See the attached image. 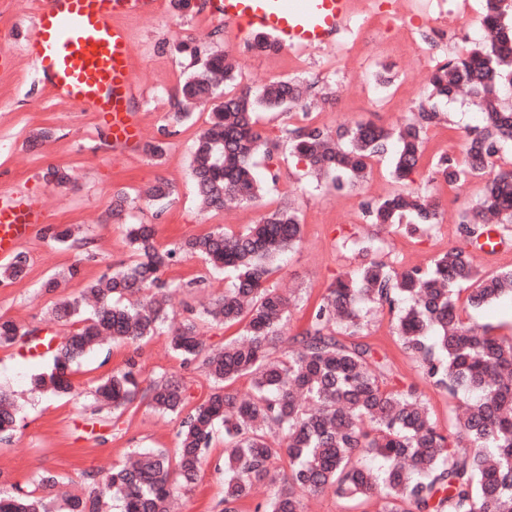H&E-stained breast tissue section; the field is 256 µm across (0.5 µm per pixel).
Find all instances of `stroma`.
<instances>
[{
    "label": "stroma",
    "instance_id": "35a3bbf8",
    "mask_svg": "<svg viewBox=\"0 0 512 512\" xmlns=\"http://www.w3.org/2000/svg\"><path fill=\"white\" fill-rule=\"evenodd\" d=\"M36 6L37 0H0V31L11 35L7 44L11 61L0 66V192L41 199L45 225L71 227L81 243L61 247L45 237L42 228L20 241L17 249L27 256L29 273L20 280L0 281V316L29 330L45 328L58 300L129 262L132 249L124 230L128 223L156 225L157 242L165 248L220 226L238 232L265 211L288 204L295 207L302 225L300 245L279 261L270 277L271 284L292 290L295 297L284 327L289 337L305 328L310 311L336 277L362 263L375 259L397 270L425 266L448 247L468 245V231L457 216L476 199L481 179L454 189L439 186L444 218L427 234H389L368 224L362 211L365 200L400 189V182L389 174V158L374 160L368 182L339 192L307 174L303 163L291 155L282 130L312 123L333 132L353 122L384 126L403 122L426 98L428 73L455 56L450 45L454 32H462L468 45L480 42V30H460L448 21L452 14L479 11L480 0H445L441 6L435 0H420L413 5L411 27L404 32L387 31L385 13L370 0H352L348 29L336 42L270 55L255 52L250 36L226 28L215 17L211 0H190L184 10L176 8L173 0H162L154 17L125 23L140 79L137 109L144 137L124 148L113 147L100 114L58 100L38 79L25 48L34 30ZM181 40L202 56L219 50L236 57L242 87L256 90L297 78L316 92L336 95L328 104L312 105L306 114L298 108L258 113V127L271 151L257 164L266 185L258 204L204 212L194 197L191 150L210 110L197 109L187 125L176 126L170 120L179 87L192 69L189 52L175 48ZM437 107L449 123L430 129L425 153L442 150L460 155L478 116L461 98L438 102ZM159 138L166 139L167 148L161 159L154 160L145 145ZM52 167L67 170L70 182L62 186L47 182L44 174ZM159 179L176 189L170 203L161 207L143 194ZM120 194L134 198L135 204L117 219L111 209ZM73 265L80 268L74 279L68 276ZM51 276L57 277L59 286L48 292L42 283ZM165 277L188 284L172 299L178 323L196 317L232 281L231 273L189 255L170 266ZM364 333L377 357L387 360L385 386L415 388L438 427L449 429L455 402L425 379L419 360L402 349L394 315L372 311ZM170 341L169 330L163 328L134 344L96 347L76 365L75 391L65 396L31 389V376L50 368V356L29 361L19 356L18 346L0 347V390L10 394L17 408L12 437L0 440V491L27 487L45 471L58 476L60 491H78L92 486L132 452L157 448L175 452L179 417L159 413L144 398L118 413L101 407L93 395L100 377L132 357L141 367L144 383L176 378L189 406L202 403L212 382L201 364L183 365ZM223 498L224 432L219 429L196 486L177 490L174 506L177 512H224Z\"/></svg>",
    "mask_w": 512,
    "mask_h": 512
}]
</instances>
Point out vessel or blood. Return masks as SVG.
<instances>
[{
	"label": "vessel or blood",
	"instance_id": "vessel-or-blood-1",
	"mask_svg": "<svg viewBox=\"0 0 512 512\" xmlns=\"http://www.w3.org/2000/svg\"><path fill=\"white\" fill-rule=\"evenodd\" d=\"M158 8L159 0H40L35 14L27 52L40 81L58 99L101 113L118 148L143 136L123 22L152 16ZM216 11L237 33L258 30L284 48H316L342 34L350 0H217ZM43 217L41 200L1 192L0 255H9Z\"/></svg>",
	"mask_w": 512,
	"mask_h": 512
}]
</instances>
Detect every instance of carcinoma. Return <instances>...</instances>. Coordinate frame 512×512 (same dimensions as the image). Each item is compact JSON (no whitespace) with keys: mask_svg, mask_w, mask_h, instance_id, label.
I'll return each instance as SVG.
<instances>
[{"mask_svg":"<svg viewBox=\"0 0 512 512\" xmlns=\"http://www.w3.org/2000/svg\"><path fill=\"white\" fill-rule=\"evenodd\" d=\"M481 16L489 38L467 55L436 66L429 76L430 97L465 94L482 113L483 126L465 140L464 159L439 153L427 173L428 182L450 188L473 177L484 179L475 203L459 212V223L474 226L471 235L490 216L503 230L512 229V170L485 178L500 145L512 141V107L503 102V93L512 92V3L482 0ZM235 80L236 63L229 56L196 59L181 85V108L172 115L174 123L183 124L197 106L211 104L190 164L196 198L210 211L224 209L228 201L250 204L260 198L256 158L269 150L255 128L254 113L261 107L287 112L307 92L302 82L289 78L255 94L249 88L222 94ZM443 122V112L421 102L390 128L357 122L333 135L308 124L291 131L292 153L308 174L329 178L341 190L367 180L370 161L390 152L392 176L403 182L418 172L429 129ZM174 195V186L165 180L146 192L161 204ZM363 214L370 224L409 236L443 219L440 202L426 189L394 191L368 201ZM126 232L135 260L54 305V318L74 330L55 349L51 370L33 375V390L69 394L73 365L102 340L136 342L162 328L170 318L172 285L160 272L183 254L199 255L234 274L224 296L205 310V319L240 324L241 336L220 351H208L196 321L175 328L172 349L186 365L202 361L214 384L208 398L188 413L178 380L150 384L153 408L185 414L175 456L159 449L139 452L60 506L46 495L58 478L44 472L30 490L1 492L0 512H102L108 498L120 502L121 512H168L171 473L182 488H192L218 425L224 427V512H238V503L251 496L258 482L273 490L254 512H304L303 495L328 489L345 499L378 495L385 501L383 512H512V336L465 322L458 304L464 290L472 308L512 296V269L482 276L471 254L459 247L439 253L427 269L398 272L369 262L336 278L293 348L275 357L272 349L283 342L291 300L267 280L273 262L301 241L296 209L282 206L243 232L220 228L167 250L157 247L153 224H129ZM28 273L27 256L18 253L0 277L18 280ZM367 302L396 312L404 349L421 360L434 386L453 396H470L453 429L438 427L414 389L383 386L386 365L361 341ZM32 335L0 318L1 346ZM244 376L251 380L248 395L226 391ZM139 393L140 374L132 360L95 387L98 399L116 412L131 407ZM15 424L14 405L0 392V433L12 435ZM283 454L291 467L281 477L274 463ZM370 457L382 465L372 469Z\"/></svg>","mask_w":512,"mask_h":512,"instance_id":"1","label":"carcinoma"}]
</instances>
